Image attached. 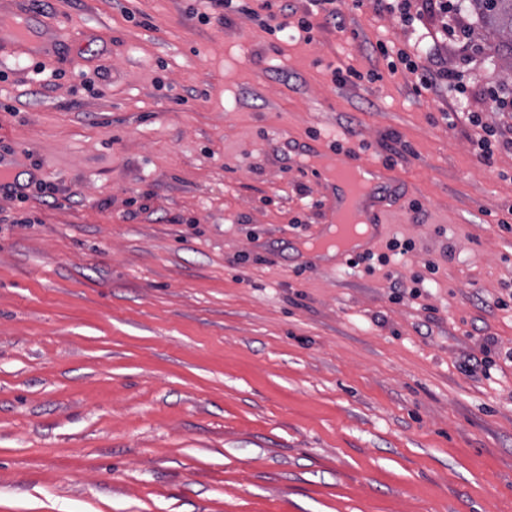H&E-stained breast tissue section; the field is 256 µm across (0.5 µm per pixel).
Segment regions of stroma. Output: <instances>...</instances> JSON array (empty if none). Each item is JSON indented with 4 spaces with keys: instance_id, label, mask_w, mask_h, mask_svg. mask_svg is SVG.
<instances>
[{
    "instance_id": "1",
    "label": "stroma",
    "mask_w": 512,
    "mask_h": 512,
    "mask_svg": "<svg viewBox=\"0 0 512 512\" xmlns=\"http://www.w3.org/2000/svg\"><path fill=\"white\" fill-rule=\"evenodd\" d=\"M206 7L0 0L44 47L0 55V150L35 179L0 190V512H512V71L474 16L443 45L487 164L457 100L389 73L410 31L375 0L290 39ZM335 140L403 148L400 263L310 251L335 198L298 149Z\"/></svg>"
}]
</instances>
